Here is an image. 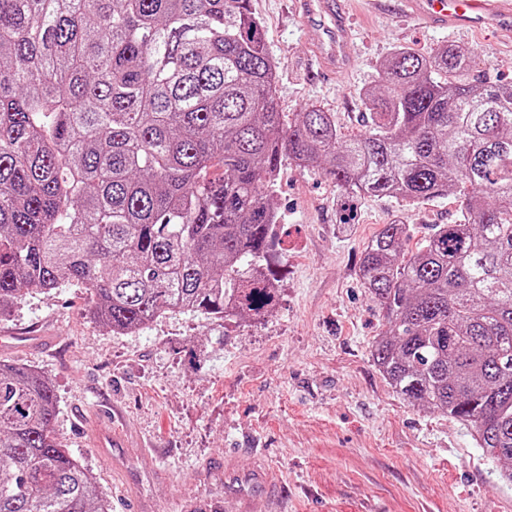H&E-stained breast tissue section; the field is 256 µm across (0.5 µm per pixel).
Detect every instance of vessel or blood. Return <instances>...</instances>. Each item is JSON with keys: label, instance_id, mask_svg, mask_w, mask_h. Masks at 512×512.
Listing matches in <instances>:
<instances>
[{"label": "vessel or blood", "instance_id": "obj_1", "mask_svg": "<svg viewBox=\"0 0 512 512\" xmlns=\"http://www.w3.org/2000/svg\"><path fill=\"white\" fill-rule=\"evenodd\" d=\"M404 9L435 28L470 25L491 29L512 22V0H401ZM296 12L303 24L322 27L324 37L314 49L325 74H336L350 63L345 44L350 36V15L344 0H295ZM125 434L117 427L91 425V442L112 465V473L121 484L125 512H151L153 505L139 491V479L122 453ZM202 478L224 480L225 496L233 497L237 512H266L265 503L280 485L281 475L270 462L242 469L232 461L204 465Z\"/></svg>", "mask_w": 512, "mask_h": 512}]
</instances>
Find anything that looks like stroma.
<instances>
[{
    "instance_id": "35a3bbf8",
    "label": "stroma",
    "mask_w": 512,
    "mask_h": 512,
    "mask_svg": "<svg viewBox=\"0 0 512 512\" xmlns=\"http://www.w3.org/2000/svg\"><path fill=\"white\" fill-rule=\"evenodd\" d=\"M348 7L355 63L327 80L311 54L322 29L303 25L293 0H251L276 62L279 111L314 104L332 113L343 137L364 134L360 95L398 47L464 46L477 57L475 76L512 85V24L442 31L397 0ZM273 203L280 298L264 317L170 313L140 331L110 333L92 320L89 293L66 282L0 316V333L21 338L0 361L51 381L58 436L111 500L116 480L86 429L113 406L127 416L123 452L155 512H185L188 487L198 501L213 497L194 480L200 463L229 453L247 469L261 452L284 477L273 512H512V486L496 482V462L466 427L413 406L370 356L384 320L361 285L366 244L385 224L454 223L455 198H349L320 169L286 159Z\"/></svg>"
}]
</instances>
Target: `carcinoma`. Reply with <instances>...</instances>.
<instances>
[{
    "mask_svg": "<svg viewBox=\"0 0 512 512\" xmlns=\"http://www.w3.org/2000/svg\"><path fill=\"white\" fill-rule=\"evenodd\" d=\"M472 51L396 49L344 140L316 105L277 109L250 0H0V316L75 282L112 332L276 304L275 177L315 165L351 196L454 195L417 251L385 224L360 277L396 392L467 427L512 484V85ZM51 382L0 362V512H111L56 435Z\"/></svg>",
    "mask_w": 512,
    "mask_h": 512,
    "instance_id": "obj_1",
    "label": "carcinoma"
}]
</instances>
